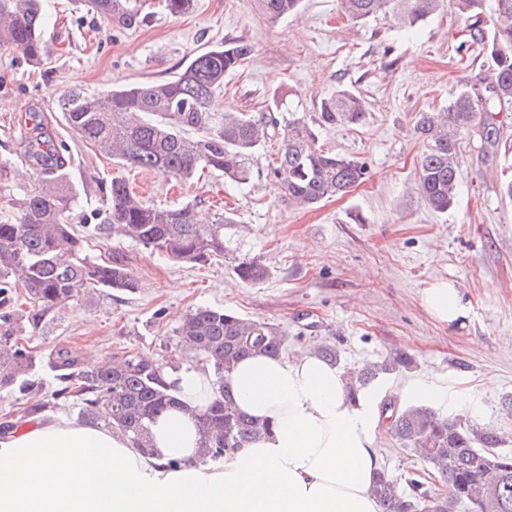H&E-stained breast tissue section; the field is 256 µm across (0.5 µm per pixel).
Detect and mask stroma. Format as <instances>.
<instances>
[{
	"label": "stroma",
	"mask_w": 512,
	"mask_h": 512,
	"mask_svg": "<svg viewBox=\"0 0 512 512\" xmlns=\"http://www.w3.org/2000/svg\"><path fill=\"white\" fill-rule=\"evenodd\" d=\"M148 10L139 28L125 30L73 10L69 0H43L44 68L30 67L20 51L0 50V162L21 165L20 132L39 115L66 148L78 221L107 223L109 186L122 180L150 204L192 203L208 223L224 206L234 217L224 227V256L191 267L129 240L92 241L91 257L114 249L126 255L136 291L85 289L40 317L34 344L46 352L67 346L82 356L135 352L182 363L174 330L183 315L222 308L280 325L292 354L322 340L335 343L345 370L408 356L410 367L376 384L381 398L416 403L405 386L426 380L448 395L441 414L500 427L502 448L512 451V419L503 411L512 397V200L503 193L512 180V106L490 150L477 135L463 137L468 174L448 213L432 211L415 185L424 149L414 132L417 113L444 108L491 76L487 56L462 59L464 18L446 9L407 32L389 16L344 20L341 0H303L296 15L274 25L253 0H197L195 11L181 16L151 0ZM238 38L255 52L225 75L217 107L258 113L283 100L311 123L323 98L340 88L356 92L368 109L365 123L321 129L318 142L364 161L365 182L314 207L293 208L268 174L278 150L273 141L254 153L248 184L207 176L180 186L83 145L58 108L68 90L93 95L162 80L189 53ZM242 258L259 259L267 279L239 280L234 266ZM439 280L459 290L463 314L451 325L434 319L423 302L425 288ZM378 454L395 479L427 480L428 466L384 427Z\"/></svg>",
	"instance_id": "obj_1"
}]
</instances>
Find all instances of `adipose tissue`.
<instances>
[{"label": "adipose tissue", "mask_w": 512, "mask_h": 512, "mask_svg": "<svg viewBox=\"0 0 512 512\" xmlns=\"http://www.w3.org/2000/svg\"><path fill=\"white\" fill-rule=\"evenodd\" d=\"M424 303L439 322L462 315L438 281ZM174 407L151 426L153 453L62 413L0 432V512H379L374 395L353 403L341 371L310 351L252 354L231 374L235 406L269 434L220 466L198 463L194 415L212 401L205 365L165 370Z\"/></svg>", "instance_id": "adipose-tissue-1"}]
</instances>
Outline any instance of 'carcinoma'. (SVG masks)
Masks as SVG:
<instances>
[{
  "instance_id": "1",
  "label": "carcinoma",
  "mask_w": 512,
  "mask_h": 512,
  "mask_svg": "<svg viewBox=\"0 0 512 512\" xmlns=\"http://www.w3.org/2000/svg\"><path fill=\"white\" fill-rule=\"evenodd\" d=\"M132 29L145 20L143 0H71ZM196 0H163L173 15L195 8ZM259 14L274 24L292 13L302 0H255ZM484 0H341L352 21L390 15L403 29H412L448 7L465 16L470 46L491 58L492 78L484 91L465 88L438 112H421L415 131L425 143L417 171V189L424 203L444 214L452 206L465 160L460 137L477 128L492 140L494 112L512 104V0H496L497 24L492 40L483 26ZM42 0H0V49L22 53L26 62L42 65L45 41ZM253 47L244 40L224 41L198 52L168 79L117 85L98 94L69 91L59 100L66 123L85 143L117 163L174 179L189 181L197 174L224 177L237 185L252 178V155L267 142H280L270 175L288 204L312 207L342 196L365 181L367 165L353 156L318 145L311 127L281 112L218 111L214 99L224 88V75L250 59ZM367 116L362 99L347 89L326 98L317 116L319 125H359ZM40 173L37 183L11 199L0 212V392L18 393L33 403L17 410L20 424L71 397L79 398L82 418L101 421L131 439L136 447H152L150 424L172 404L165 378L153 364L132 352L83 366L77 353L57 348L42 357L26 336L18 289L37 304V313L67 304L84 289L108 288L132 292L137 282L125 255L117 250L108 260L88 255L97 236H116L156 250L169 259L200 265L224 256V225L218 216L199 224L190 203L179 207L147 204L122 181L112 182L107 196L109 224L78 230L70 222L76 189L68 179L64 158L49 133L33 128L25 159ZM242 281L258 283L269 270L260 261L243 260L234 267ZM176 345L189 362L209 365L216 397L196 414L201 437L199 462L219 464L249 441L267 433L269 425L237 412L231 405L229 377L236 363L252 353H286L288 337L272 323L239 316L223 309L196 307L175 329ZM56 371L58 388L41 397L43 382L37 368L43 362ZM400 355L346 373L351 398L375 380L408 367ZM391 433L430 467V484L409 479V491L382 471L372 492L380 512H512V453L502 452L495 429L439 415L428 405L399 406L389 401Z\"/></svg>"
}]
</instances>
